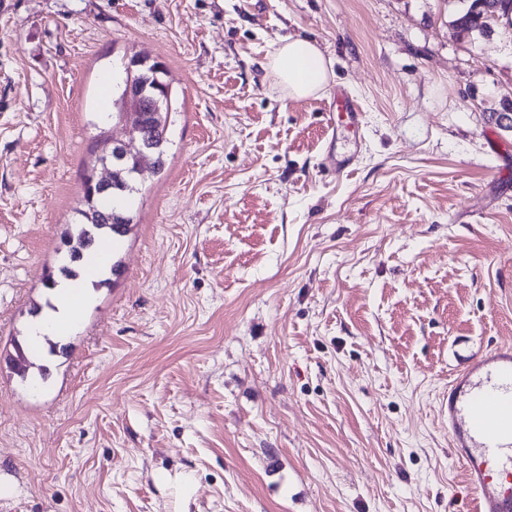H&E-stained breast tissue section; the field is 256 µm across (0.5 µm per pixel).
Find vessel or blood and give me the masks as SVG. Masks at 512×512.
<instances>
[{
  "mask_svg": "<svg viewBox=\"0 0 512 512\" xmlns=\"http://www.w3.org/2000/svg\"><path fill=\"white\" fill-rule=\"evenodd\" d=\"M332 105L339 119L357 122L360 107L350 95L337 93ZM440 411L474 495L472 512H512V488L494 478L512 475V346L493 347L456 371Z\"/></svg>",
  "mask_w": 512,
  "mask_h": 512,
  "instance_id": "b4317fda",
  "label": "vessel or blood"
}]
</instances>
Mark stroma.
Wrapping results in <instances>:
<instances>
[{
	"label": "stroma",
	"instance_id": "1",
	"mask_svg": "<svg viewBox=\"0 0 512 512\" xmlns=\"http://www.w3.org/2000/svg\"><path fill=\"white\" fill-rule=\"evenodd\" d=\"M460 0H0V353L80 223L104 75L163 67L126 274L40 393L0 371V512H462L438 403L512 343V24ZM314 39L330 88L262 68ZM358 129L331 140L334 89ZM352 154L346 174L328 152ZM469 5L456 14L449 27L457 36L472 40L490 37L502 18L512 23V0H467ZM330 109L336 107V114L339 120H345L348 124H355L360 115V106L350 95L347 93H336L330 105Z\"/></svg>",
	"mask_w": 512,
	"mask_h": 512
}]
</instances>
